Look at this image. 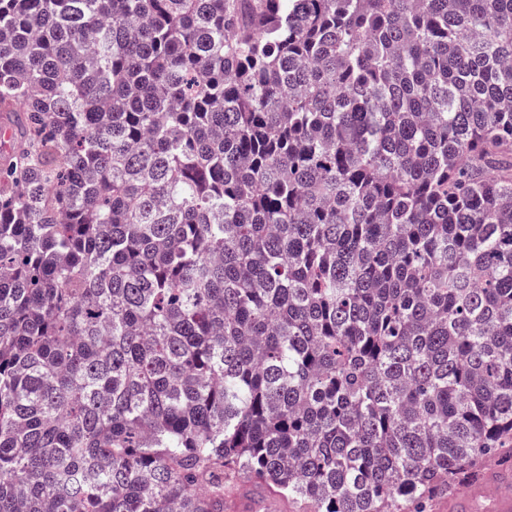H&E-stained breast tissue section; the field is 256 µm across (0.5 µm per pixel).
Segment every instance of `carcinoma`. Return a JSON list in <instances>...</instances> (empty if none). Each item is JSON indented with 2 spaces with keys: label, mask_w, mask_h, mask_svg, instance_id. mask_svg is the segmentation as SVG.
Returning a JSON list of instances; mask_svg holds the SVG:
<instances>
[{
  "label": "carcinoma",
  "mask_w": 512,
  "mask_h": 512,
  "mask_svg": "<svg viewBox=\"0 0 512 512\" xmlns=\"http://www.w3.org/2000/svg\"><path fill=\"white\" fill-rule=\"evenodd\" d=\"M512 448V0H0V512H427ZM240 485L244 489V493L237 497L229 505V511L226 512H265L264 504H272V512H297L294 505L288 501L278 500H262L257 498L255 495L250 494L249 488H251V481L247 479L239 480ZM246 491V492H245Z\"/></svg>",
  "instance_id": "1"
}]
</instances>
